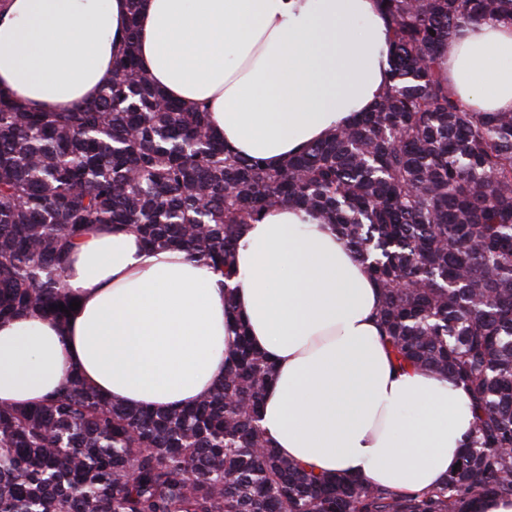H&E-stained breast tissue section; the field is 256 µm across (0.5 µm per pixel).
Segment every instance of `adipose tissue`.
<instances>
[{"label": "adipose tissue", "instance_id": "adipose-tissue-1", "mask_svg": "<svg viewBox=\"0 0 512 512\" xmlns=\"http://www.w3.org/2000/svg\"><path fill=\"white\" fill-rule=\"evenodd\" d=\"M153 85L206 105L234 153L270 167L349 125L390 83L377 0H0V88L59 112L96 98L129 25ZM460 102L512 112V23L461 28L440 60ZM233 280L132 230L91 227L71 255L64 324L0 321V400L38 403L79 373L132 407L198 403L224 377L241 319L275 367L261 425L281 456L419 493L444 482L473 417L446 379L401 370L382 340L380 292L337 228L291 206L241 237Z\"/></svg>", "mask_w": 512, "mask_h": 512}]
</instances>
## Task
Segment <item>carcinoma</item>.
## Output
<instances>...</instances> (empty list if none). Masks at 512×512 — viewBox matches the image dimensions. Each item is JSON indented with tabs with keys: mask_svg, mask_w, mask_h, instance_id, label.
I'll return each mask as SVG.
<instances>
[{
	"mask_svg": "<svg viewBox=\"0 0 512 512\" xmlns=\"http://www.w3.org/2000/svg\"><path fill=\"white\" fill-rule=\"evenodd\" d=\"M379 3L390 85L274 170L152 85L133 27L112 82L77 109L33 112L0 90V319L64 320L68 257L92 224L229 280L245 226L299 206L380 288L399 367L467 392L461 466L412 493L280 456L259 414L274 365L241 326L224 380L194 407L132 408L77 374L32 406L0 401V512H476L512 497V112L465 108L439 71L459 27L512 21V0Z\"/></svg>",
	"mask_w": 512,
	"mask_h": 512,
	"instance_id": "obj_1",
	"label": "carcinoma"
}]
</instances>
